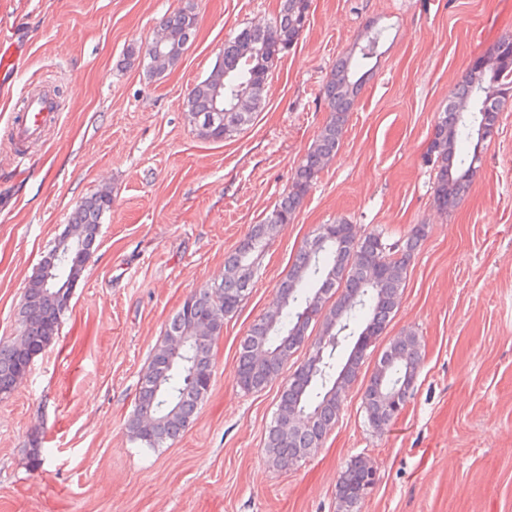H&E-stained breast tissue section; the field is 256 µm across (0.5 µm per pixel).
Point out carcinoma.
Returning <instances> with one entry per match:
<instances>
[{
    "label": "carcinoma",
    "mask_w": 512,
    "mask_h": 512,
    "mask_svg": "<svg viewBox=\"0 0 512 512\" xmlns=\"http://www.w3.org/2000/svg\"><path fill=\"white\" fill-rule=\"evenodd\" d=\"M309 0H284L279 19L270 26L247 25L228 40L220 53L219 69H211L190 90L186 109L190 123L206 140L221 142L248 125L261 106L274 64L290 50L303 31ZM197 28L193 7H184L162 23L167 32V50L162 57L151 49H131L129 57L142 59L152 76L171 69L188 48ZM380 34L368 37L357 61L340 58L323 86L322 96L332 112L330 121L299 163L288 192L252 227L244 242L224 258V279L191 293L190 309H179L167 322L165 338L197 335L204 326L209 338L170 346L163 342L152 356L142 377L135 411L128 429L134 441L146 448H161L185 431L198 405L209 392L213 373L212 345L221 336L224 320L233 316L252 287L251 257L261 252L278 227L293 221L313 182L339 148L343 126L362 86L357 68L376 56ZM224 97L223 117L211 123L215 93ZM512 91V38H503L473 61L462 83L448 97V107L434 125L430 151L435 155V199L446 211L456 206L471 183L480 162L483 145L475 137L480 127L497 124L501 99ZM253 100L251 112L233 109L236 98ZM112 207V192L100 190L78 204L69 225L83 234L84 251L91 254L102 217ZM331 233L347 234L345 250L330 241L321 251L302 247L286 278L278 285V308L267 310L241 340L234 369L236 384L245 391H258L283 373L293 353L309 344L307 358L288 376L277 410L267 430L265 452L271 462L285 463L305 458L322 446L336 422L349 387L359 378L367 351L375 346L398 306L406 284L414 250L425 235L424 226L414 227L402 243L389 244L381 233L371 232L355 240L352 225L339 220L328 226ZM54 242L40 267L29 280L20 307V336L10 343L0 341V399L9 397L29 369L59 334L65 300L81 278L85 261L75 263L59 252ZM320 333L311 337V325ZM402 344L390 339L379 361H388L386 371L373 369L364 384L362 406L368 424L384 431L393 420L385 398L394 396L405 406L421 372L420 343L415 332L405 333ZM307 413L315 417L310 426L288 429V415ZM374 484L363 459L349 461L341 471L336 490L338 512H357Z\"/></svg>",
    "instance_id": "carcinoma-1"
}]
</instances>
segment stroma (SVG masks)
Returning <instances> with one entry per match:
<instances>
[{
    "instance_id": "obj_1",
    "label": "stroma",
    "mask_w": 512,
    "mask_h": 512,
    "mask_svg": "<svg viewBox=\"0 0 512 512\" xmlns=\"http://www.w3.org/2000/svg\"><path fill=\"white\" fill-rule=\"evenodd\" d=\"M192 6L196 37L163 77L127 59ZM282 0H0V36L23 53L0 89V340L19 334L30 277L74 207L108 189L112 208L59 334L0 400V512H337L345 464L376 481L358 512H512V99L459 204L435 201L431 134L472 62L512 36V0H310L297 44L274 65L252 122L200 138L191 88L225 40L272 24ZM380 34L339 151L293 223L256 260L251 292L213 346L211 388L177 441L131 439L140 379L183 299L224 275V257L285 194L328 122L322 87L340 57ZM62 89L60 116L16 166L9 139L31 87ZM355 237L425 236L374 355L419 337L412 398L384 432L349 388L321 448L291 469L265 453L283 378H233L240 342L317 227ZM41 441L51 454L32 465Z\"/></svg>"
}]
</instances>
